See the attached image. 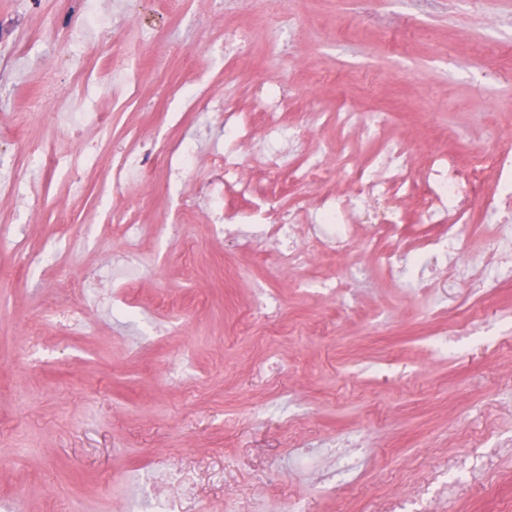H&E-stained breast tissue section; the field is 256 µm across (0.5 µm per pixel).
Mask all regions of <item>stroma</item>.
Segmentation results:
<instances>
[{
	"mask_svg": "<svg viewBox=\"0 0 512 512\" xmlns=\"http://www.w3.org/2000/svg\"><path fill=\"white\" fill-rule=\"evenodd\" d=\"M0 0V37L25 32L13 64L0 65V176L19 161V141L55 136L59 161L79 151L47 113H29L44 70L65 81L70 65L37 40L41 14ZM97 27L71 43L101 63L138 50L128 80L139 105L112 112L103 81L86 89L84 112H112L114 125L147 141L180 136L197 146L179 182L163 169L112 195L77 198L66 183L32 211L0 198V228L23 227L32 248L57 231L60 211L80 244L61 269L24 271L0 251V499L13 512H504L512 503V284L409 291L376 257L353 246L361 278L340 297L320 283L344 268L330 257L274 275L270 244L225 243L201 209L180 211L211 175L224 121L185 112L178 84L152 64L170 51L191 57V88L228 93L248 105L253 89L297 84L282 120L301 125L302 145L333 143L334 126L311 112L347 104L353 144L367 159L387 136L418 159L450 149L512 148V0H281L277 36L259 26L253 0L225 14L194 0L185 19L141 0H69ZM253 28L247 76L223 74L210 40L225 22ZM325 81L309 87L311 69ZM136 206L139 252L149 271L128 284L136 319L113 307L112 284L88 285L120 242L92 222L94 208L121 215ZM274 290L278 329L238 313ZM81 311V334L43 323L59 303ZM42 328L48 361L32 367L25 347ZM314 454L296 463L300 449ZM181 470V493L156 488Z\"/></svg>",
	"mask_w": 512,
	"mask_h": 512,
	"instance_id": "1",
	"label": "stroma"
}]
</instances>
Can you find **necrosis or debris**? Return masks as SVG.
<instances>
[{"instance_id": "4bbe7bcc", "label": "necrosis or debris", "mask_w": 512, "mask_h": 512, "mask_svg": "<svg viewBox=\"0 0 512 512\" xmlns=\"http://www.w3.org/2000/svg\"><path fill=\"white\" fill-rule=\"evenodd\" d=\"M101 77L98 60L84 56L72 67L67 86H59L52 74L41 78L40 92L31 100L30 111H41L51 103L59 116L75 117L73 131L87 135L89 153L62 171L58 168L53 137L28 141L21 152L24 168L13 178L0 181L1 195H18L25 205H36L48 197L52 179L59 172L72 189L86 191L85 172L95 155L111 158L110 165L95 183L100 192L124 186L135 170L142 172L160 166L179 173L191 167L194 150L185 139L148 143L135 135L128 148L116 154L112 151L111 113L73 116V102L83 96L92 81ZM288 102L287 93L279 89L260 92L247 111L239 108L234 100L212 94L187 100V110L225 115L228 141L223 151L214 156V177L202 188L204 194L213 198L210 219L215 234L228 237L236 234L239 216L225 208L224 194L257 196L262 201L257 221L262 233L269 235L274 243L281 271L311 266L325 252L352 254V228L366 224L372 229L369 247L394 280L422 288L434 281L441 267L447 269L452 283L471 285L486 278L487 268L473 263L459 242L463 226L469 221L472 200L483 184H493L499 199H512L511 152L476 150L462 166L448 158L434 166L418 168L411 153L401 144L386 141L379 144L370 162L363 163L357 160L344 134L353 123L352 113L342 109L323 113V121L336 126L342 170L352 191L322 200V207L328 211L327 219L325 223L309 225V242L303 245L296 234L303 205L276 206L273 196L259 193L257 184L241 175L243 149L251 141L252 115H262L270 131H278L280 114ZM265 160L270 171L287 173L292 186L307 190L322 187L332 170L331 152L320 146L304 149L294 165H284L276 150L267 151ZM405 198L414 202L416 220H409L401 208L400 202Z\"/></svg>"}]
</instances>
